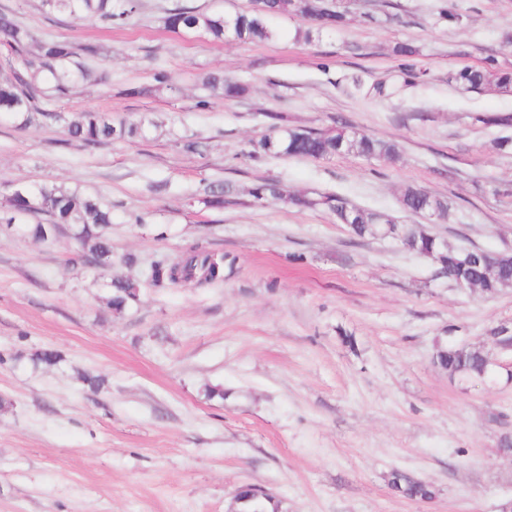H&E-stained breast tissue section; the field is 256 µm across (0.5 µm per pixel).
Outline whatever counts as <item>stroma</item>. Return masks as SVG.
Masks as SVG:
<instances>
[{"label": "stroma", "instance_id": "obj_1", "mask_svg": "<svg viewBox=\"0 0 512 512\" xmlns=\"http://www.w3.org/2000/svg\"><path fill=\"white\" fill-rule=\"evenodd\" d=\"M382 23L346 0L345 23L313 42L215 41L175 34L164 17L177 0H142L122 30L47 16L40 0H0V11L38 36L74 43L93 72L49 101L82 112L154 121L148 139L87 147L57 124L22 127L0 115V208L11 186L55 183L112 206L111 272L77 269L81 246L0 226V512H231L236 488L263 487L284 512H498L512 500V383L449 378L433 362L439 341L479 345L512 323V288L493 295L436 277L435 263L389 242L361 240L320 210L255 203L254 184L290 194L339 192L399 215L412 184L448 197L452 223L426 224L453 246L512 249V152L498 129L472 123L512 113V94L462 93L454 68L479 65L512 33V0H452L460 25L441 21V0H379ZM418 46L427 83L401 87L391 54ZM169 91H151L155 68ZM221 72L248 94L199 111L203 77ZM399 85L389 98L351 86ZM289 126L337 120L397 141L398 161L355 155L248 159L266 112ZM189 140L205 143L185 152ZM235 192L206 203L204 184ZM143 223H134V215ZM199 246L224 258V279L204 288L153 285L151 267ZM133 263H125V256ZM135 281L138 302L107 304L110 277ZM60 362L35 365L36 351ZM102 378L90 388L84 375ZM220 386L223 397H208ZM429 482L410 501L392 471Z\"/></svg>", "mask_w": 512, "mask_h": 512}]
</instances>
